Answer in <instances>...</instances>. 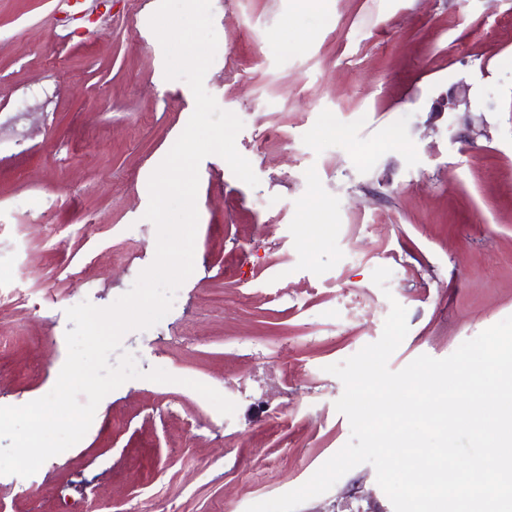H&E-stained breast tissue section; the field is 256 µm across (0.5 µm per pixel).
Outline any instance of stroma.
I'll return each mask as SVG.
<instances>
[{"label":"stroma","instance_id":"obj_1","mask_svg":"<svg viewBox=\"0 0 512 512\" xmlns=\"http://www.w3.org/2000/svg\"><path fill=\"white\" fill-rule=\"evenodd\" d=\"M158 5L0 0V406L49 393L66 309L109 306L155 257L148 180L195 108L164 76ZM211 7L204 86L243 121L236 147L259 185L202 160L194 271L121 342L173 382L107 394L79 443L0 476V512H85L91 488L97 512H246L349 440L326 367L379 340L391 302L409 325L394 371L512 315V0ZM458 84L468 111L433 112ZM372 499L393 512L365 463L298 512Z\"/></svg>","mask_w":512,"mask_h":512}]
</instances>
